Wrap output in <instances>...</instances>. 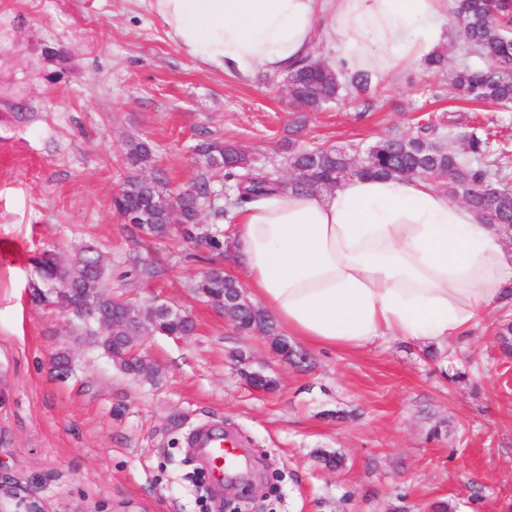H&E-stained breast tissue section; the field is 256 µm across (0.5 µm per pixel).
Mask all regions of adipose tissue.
Returning <instances> with one entry per match:
<instances>
[{
	"label": "adipose tissue",
	"instance_id": "ef3b65f1",
	"mask_svg": "<svg viewBox=\"0 0 512 512\" xmlns=\"http://www.w3.org/2000/svg\"><path fill=\"white\" fill-rule=\"evenodd\" d=\"M178 49L211 71L282 77L324 39L337 72L394 73L449 44L453 0H150ZM248 288L312 345L358 351L399 336L441 346L512 304L496 225L425 178L354 177L237 209Z\"/></svg>",
	"mask_w": 512,
	"mask_h": 512
}]
</instances>
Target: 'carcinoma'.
Segmentation results:
<instances>
[{
  "label": "carcinoma",
  "instance_id": "obj_1",
  "mask_svg": "<svg viewBox=\"0 0 512 512\" xmlns=\"http://www.w3.org/2000/svg\"><path fill=\"white\" fill-rule=\"evenodd\" d=\"M454 14L461 24L464 44L481 64H462L448 78V85L462 90L473 101L491 102L503 110L512 108V0H456ZM446 51H437L424 60L427 70L445 73ZM288 96L307 111L316 112L340 97L364 113L372 107V93L378 81L368 72L339 76L319 60L307 58L284 78ZM455 137L465 144L467 156H460L444 145V136ZM205 172L195 183L170 188L146 176L136 174L112 197V208L121 217L129 213L143 215L142 223L149 237L162 239L172 227L183 228V234L202 239L209 251L216 253L194 288L207 298L218 297L224 290L240 287L236 277L224 270L218 258L224 255V240L199 229L202 206L209 207L212 220H223L230 209L243 208L257 198L275 191L328 190L353 177L397 176L401 178L429 176L446 178L450 196L461 197L487 222L499 225L512 239V180L504 168L512 162V150L503 145L490 150V138L475 131L461 129L456 123L445 124L439 117L427 116L418 131L409 136H387L376 140L360 156L354 158L334 147L299 148L292 152L290 167L294 176L283 181L264 168L254 166L233 145L204 140L195 147ZM153 161L151 146L140 141L130 149L128 164L144 169ZM224 180L227 193L222 198L211 196L210 180ZM41 285L34 286L35 299L53 302L44 289L63 290L76 305L89 301L84 312L91 315L97 343L107 355L117 356L118 366L139 379L154 382L159 367L152 362H127L120 358L124 336L136 328L128 314L127 300L112 296L106 265L100 254L82 250L67 262L58 254L45 251L35 258ZM239 331L248 332L254 323L265 327L269 335H278L271 319L255 316L240 303L231 309ZM154 334L188 336L194 331L193 320L155 316L146 321ZM315 457L325 466L337 469L344 457L337 451L319 448Z\"/></svg>",
  "mask_w": 512,
  "mask_h": 512
}]
</instances>
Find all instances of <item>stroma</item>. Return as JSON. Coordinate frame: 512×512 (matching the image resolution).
<instances>
[{"label": "stroma", "instance_id": "obj_1", "mask_svg": "<svg viewBox=\"0 0 512 512\" xmlns=\"http://www.w3.org/2000/svg\"><path fill=\"white\" fill-rule=\"evenodd\" d=\"M448 114L512 146V111L473 103L422 65L387 75L369 112L295 107L282 81L247 84L209 71L169 39L150 0H0V478L47 512H512V357L497 337L512 307L467 340L426 346L397 336L359 352L294 340L284 360L267 337L238 332L196 294L206 249L180 234L148 240L112 210L133 170L132 143L152 147L171 186L198 180L194 147L242 149L290 177L293 146L362 148ZM93 246L112 293L189 314L195 331L147 337L156 382L122 372L93 325L33 299L34 256ZM156 263L141 284L125 273ZM276 376L251 390L234 357ZM67 355L59 373L52 361ZM458 371L460 382L449 376ZM238 433L254 488L203 495L206 465L189 446L203 425ZM318 448L340 452L322 468Z\"/></svg>", "mask_w": 512, "mask_h": 512}]
</instances>
